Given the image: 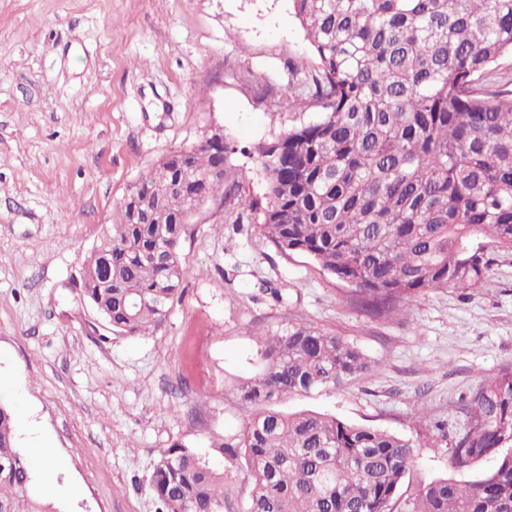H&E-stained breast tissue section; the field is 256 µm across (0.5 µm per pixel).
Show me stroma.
I'll return each mask as SVG.
<instances>
[{"label":"stroma","instance_id":"35a3bbf8","mask_svg":"<svg viewBox=\"0 0 512 512\" xmlns=\"http://www.w3.org/2000/svg\"><path fill=\"white\" fill-rule=\"evenodd\" d=\"M292 62L316 64L292 0H0V399L20 447L48 455L35 487L60 512H159L154 461L238 433V386L261 372L265 337L299 318L354 342L372 370L280 410L409 439L415 482L490 467H454L449 442L482 381L512 369V253L492 251L477 286L387 318L280 253L259 229L257 149L320 116L308 99L289 106ZM214 128L226 184L255 206L210 197L189 219L167 317L112 332L81 295L87 256L128 187ZM437 421L448 439L434 448Z\"/></svg>","mask_w":512,"mask_h":512}]
</instances>
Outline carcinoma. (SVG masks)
Here are the masks:
<instances>
[{"label":"carcinoma","instance_id":"carcinoma-1","mask_svg":"<svg viewBox=\"0 0 512 512\" xmlns=\"http://www.w3.org/2000/svg\"><path fill=\"white\" fill-rule=\"evenodd\" d=\"M316 60L310 74L318 121L284 133L259 154L268 205L260 230L281 253L316 262L364 309L388 317L430 290L472 288L491 270L484 240L512 252V91L479 92L512 54V0H292ZM198 190L224 192L211 173L224 151L188 155ZM159 161L129 188L150 213L103 230L86 260L81 292L112 330L137 335L170 312L185 279L179 247L193 205L169 191ZM112 264V281L99 279ZM264 371L239 388L253 408L240 432L212 452L246 467L243 512H512V372L486 379L469 428L451 451L457 468L494 465L461 483L413 487V444L392 432L310 410L284 398L338 388L368 374L365 355L306 321L270 336ZM210 452V453H212ZM210 453L177 442L149 483L161 512H230L232 489ZM29 456L14 415L0 403V512H56L32 491Z\"/></svg>","mask_w":512,"mask_h":512}]
</instances>
